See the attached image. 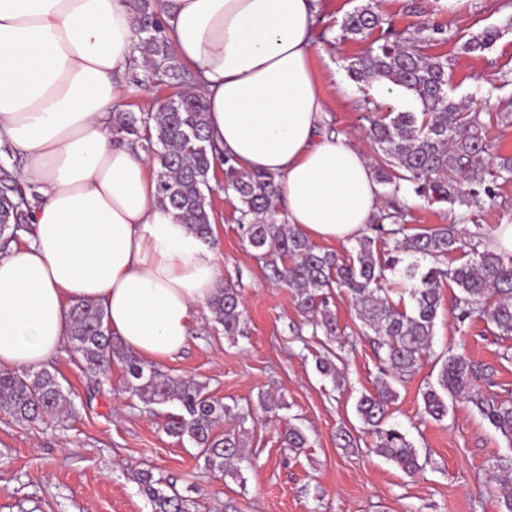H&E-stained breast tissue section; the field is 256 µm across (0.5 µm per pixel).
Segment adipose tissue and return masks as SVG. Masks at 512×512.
Instances as JSON below:
<instances>
[{"instance_id": "1", "label": "adipose tissue", "mask_w": 512, "mask_h": 512, "mask_svg": "<svg viewBox=\"0 0 512 512\" xmlns=\"http://www.w3.org/2000/svg\"><path fill=\"white\" fill-rule=\"evenodd\" d=\"M319 0H165L170 47L238 168L272 175L288 223L348 242L382 205L370 158L328 133L312 67ZM136 21L130 0H0V142L40 199L0 253V371L47 364L69 309L100 304L144 360L174 358L221 274L208 243L157 202L158 159L113 137Z\"/></svg>"}]
</instances>
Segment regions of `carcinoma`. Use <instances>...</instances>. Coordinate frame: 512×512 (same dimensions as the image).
<instances>
[{"label":"carcinoma","mask_w":512,"mask_h":512,"mask_svg":"<svg viewBox=\"0 0 512 512\" xmlns=\"http://www.w3.org/2000/svg\"><path fill=\"white\" fill-rule=\"evenodd\" d=\"M138 17L137 49L148 63L149 79L175 81L174 57L164 27L149 12V0H134ZM384 19L372 4L348 14L340 25V38L366 37L382 27ZM498 37L486 28L462 43L468 54L482 53ZM449 40L445 27L419 23L410 32L386 28L377 45L350 60L348 75L356 82L385 81L399 88L413 108L389 112L370 122L367 137L374 147L373 175L385 188L388 206L375 216L369 233L355 238L344 257L316 248L293 224L278 218L280 185L271 175L236 168L220 156L211 141L203 96L177 93L158 101L147 112H115L112 134L156 147L160 168L156 172L157 202L173 211L176 219L208 240L213 234V208L209 175L218 160L226 169L225 190L239 200L240 221L248 248L262 263L266 278L294 292L298 310L310 321L312 335L332 341L342 335L336 314L329 306L334 292L350 298L363 324L360 332L374 336L385 351V367L376 390L362 395L356 413L373 437L377 455L411 476L422 465L413 444L396 426L386 425L389 409L398 398L393 383H402L416 371L431 347L435 320L442 305V288L457 289L455 320L463 327L477 320L489 332L512 339V261L487 244V233H466L448 225L397 238L404 231L408 209L400 193L404 183L432 203L469 205L496 197L500 182L512 179V156L492 152L486 139L489 126L512 123V94L500 95L494 84L482 102L465 105L454 100L448 79V56L427 50ZM29 221V205L17 179L0 168V250L17 242L18 231ZM469 247L470 258L449 268L448 255ZM414 257L400 270L412 282L411 305L381 294L386 271ZM431 258L422 268L415 257ZM214 331L234 338L244 334L240 288L227 283L208 301ZM69 341L82 367L105 375L112 363L123 370L125 391L147 406L174 405L178 412L166 416L165 432L197 449L207 470L222 476L243 458L248 416L237 414V428L216 431L231 409L208 395L206 384L192 377L164 374L137 356L112 334L102 307L94 302L72 306ZM480 370L462 352L442 359L436 383L422 393L423 411L436 421L448 415V401L474 405L512 447V397L484 396L474 391ZM74 410L71 392L56 371L0 373V413L17 423ZM281 438L288 448H301L306 438L287 426ZM133 479L146 495L151 512H193V500L171 484L164 485L152 471L138 469ZM493 479L504 490L501 512H512V459L494 465Z\"/></svg>","instance_id":"carcinoma-1"}]
</instances>
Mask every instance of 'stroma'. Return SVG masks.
I'll list each match as a JSON object with an SVG mask.
<instances>
[{
	"instance_id": "35a3bbf8",
	"label": "stroma",
	"mask_w": 512,
	"mask_h": 512,
	"mask_svg": "<svg viewBox=\"0 0 512 512\" xmlns=\"http://www.w3.org/2000/svg\"><path fill=\"white\" fill-rule=\"evenodd\" d=\"M374 2L394 29L428 21L443 25L449 41L440 46L448 57L455 100L482 99L489 84H512V5L507 0H322V20L312 65L326 101L330 127L353 144L368 148V113L385 115L402 108L398 91L376 98L370 111L359 108L363 93L344 63L367 47L340 40V24L354 8ZM498 27L502 35L480 55L461 50L472 34ZM147 73L131 67L124 75L129 92L121 108L148 110L171 89L146 83ZM214 233L211 247L221 277L242 286L245 335L230 339L211 328L208 306H201L185 349L156 367L172 376L205 382L208 393L236 412L252 411L249 445L237 479L218 478L206 470L189 443L167 435V408L149 413L122 387V367L108 375L86 372L71 346L52 360L59 379L72 391L74 410L67 417H47L20 424L0 414V512H150L132 470L152 469L197 504L196 512H500L499 492L488 476L496 461L512 456V447L473 406L457 402L443 421L423 412L422 393L435 382L438 357L465 347L473 364L487 375L475 380L483 395L512 393V339L492 336L478 321L458 332L444 296L432 352L407 382L398 384L390 424L413 443L423 466L407 476L376 455L355 411L362 392L373 390L380 361L349 300L333 295L330 307L343 334L327 343L315 336L298 311L289 288L268 282L243 242L237 223L239 202L224 193V167L210 173ZM407 231L415 233L455 224L487 228L512 223V182L496 200L471 207L431 204L407 192ZM332 350L343 379L333 383L320 374L315 359ZM274 403L270 411L259 397ZM299 428L307 442L285 447V425ZM349 431L354 447L336 444V433Z\"/></svg>"
}]
</instances>
